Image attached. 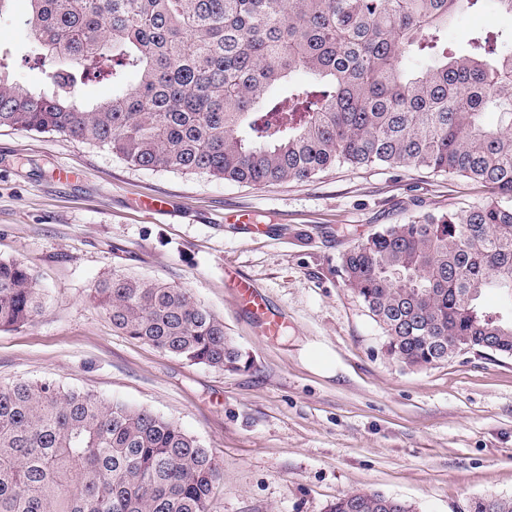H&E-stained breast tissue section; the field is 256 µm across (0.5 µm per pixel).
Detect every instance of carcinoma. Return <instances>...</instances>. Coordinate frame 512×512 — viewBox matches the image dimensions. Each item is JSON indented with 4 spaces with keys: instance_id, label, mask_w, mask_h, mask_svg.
I'll list each match as a JSON object with an SVG mask.
<instances>
[{
    "instance_id": "carcinoma-1",
    "label": "carcinoma",
    "mask_w": 512,
    "mask_h": 512,
    "mask_svg": "<svg viewBox=\"0 0 512 512\" xmlns=\"http://www.w3.org/2000/svg\"><path fill=\"white\" fill-rule=\"evenodd\" d=\"M480 2L28 0L31 54L52 89L17 82L0 52V128L249 186L341 165L481 183L483 204L385 224L341 253L340 272L403 367L448 361L443 342L512 357V49L492 29L448 42V23ZM298 71L309 81H292ZM88 82L112 96L84 102ZM490 291L502 310L481 304ZM92 293L126 335L240 368L224 322L188 289L113 272ZM46 300L29 264L0 259V330L34 325ZM219 479L196 436L148 409L47 380L0 385V512H213ZM327 512L415 508L356 490Z\"/></svg>"
}]
</instances>
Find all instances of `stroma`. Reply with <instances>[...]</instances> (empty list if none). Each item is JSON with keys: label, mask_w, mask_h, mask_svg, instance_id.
<instances>
[{"label": "stroma", "mask_w": 512, "mask_h": 512, "mask_svg": "<svg viewBox=\"0 0 512 512\" xmlns=\"http://www.w3.org/2000/svg\"><path fill=\"white\" fill-rule=\"evenodd\" d=\"M26 0L0 14L15 80L48 86L29 60ZM512 15L484 0L449 41ZM79 176L54 177L58 167ZM484 187L427 170L340 166L308 182L243 186L132 167L104 147L0 128V258L32 265L48 293L31 326L0 330V384L48 378L147 408L198 437L217 460L215 512H325L366 490L417 512H469L512 497V357L469 351L432 368L389 359L340 254L385 224L476 206ZM167 201V214L146 207ZM144 275L189 289L217 314L246 367L216 370L113 329L92 297L99 278ZM259 288L254 315L229 279ZM282 333H267V321ZM324 350L331 373L313 369Z\"/></svg>", "instance_id": "obj_1"}]
</instances>
